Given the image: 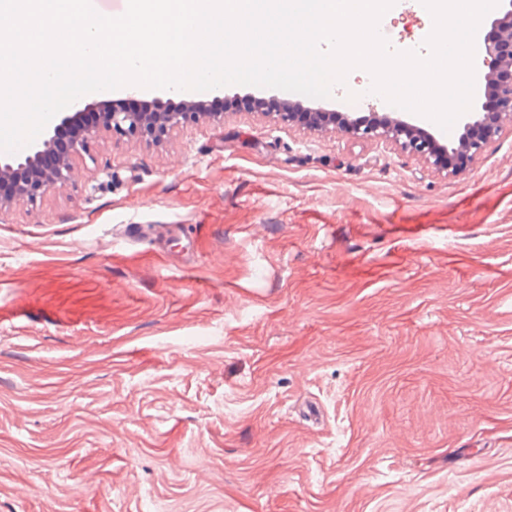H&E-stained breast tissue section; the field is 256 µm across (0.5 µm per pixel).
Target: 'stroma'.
Listing matches in <instances>:
<instances>
[{"label": "stroma", "mask_w": 512, "mask_h": 512, "mask_svg": "<svg viewBox=\"0 0 512 512\" xmlns=\"http://www.w3.org/2000/svg\"><path fill=\"white\" fill-rule=\"evenodd\" d=\"M367 80L217 88L0 209V512H512V126L451 173L238 105L457 142Z\"/></svg>", "instance_id": "obj_1"}]
</instances>
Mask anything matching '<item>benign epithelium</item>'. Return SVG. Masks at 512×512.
Segmentation results:
<instances>
[{
    "instance_id": "7a95c632",
    "label": "benign epithelium",
    "mask_w": 512,
    "mask_h": 512,
    "mask_svg": "<svg viewBox=\"0 0 512 512\" xmlns=\"http://www.w3.org/2000/svg\"><path fill=\"white\" fill-rule=\"evenodd\" d=\"M501 2L505 12L494 20L491 33L483 39L481 59L484 80L493 91L497 110L491 114L483 109L465 113L464 132L457 145H441L423 128L399 118H346L347 132L356 138L394 140L404 152L422 156L450 172L458 171L461 156L466 165H472L496 140L503 124H512V0ZM202 112V104L183 99L156 102L146 111L116 110L100 104L65 114L26 155L0 157V205H32L47 192L73 184L78 177L75 157L88 152L103 131L158 142L171 129L197 120Z\"/></svg>"
}]
</instances>
